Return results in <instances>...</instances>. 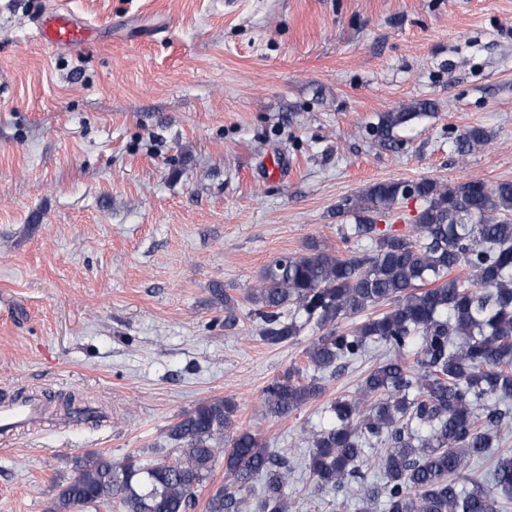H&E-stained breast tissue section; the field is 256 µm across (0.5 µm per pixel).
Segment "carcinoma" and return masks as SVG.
<instances>
[{
    "label": "carcinoma",
    "instance_id": "carcinoma-1",
    "mask_svg": "<svg viewBox=\"0 0 512 512\" xmlns=\"http://www.w3.org/2000/svg\"><path fill=\"white\" fill-rule=\"evenodd\" d=\"M433 107L417 100L383 112L373 135L398 149L396 131ZM489 141L485 129L473 127L456 139L458 154ZM405 191L404 181L377 183L354 203L366 217L344 239H369L370 252L341 257L311 246L282 256L263 268L248 299L270 344L288 342L308 326L323 331L307 351L316 371L357 360L371 342L389 352L356 396L331 405L335 425L308 435L305 471L318 487L339 492L363 480L361 512L379 506L383 512H498V495L512 497V457L497 458L487 473L468 469L503 441L512 417V181L414 182L421 209L408 234L380 233L371 214L391 210ZM459 268L468 276L448 278ZM379 305L386 310L339 330L342 320ZM287 307L294 309L288 317ZM321 392L316 378L289 370L265 387L262 404L269 415L285 418ZM237 409L231 399L214 398L182 414L169 429L178 445L171 461L114 463L86 454L49 512L112 502L121 512H194ZM375 444L384 445L378 457L366 452ZM365 467L382 472L384 482H366ZM224 471L231 486L209 496L206 512H243L240 493L258 478L265 488L253 512H299L288 497L292 469L256 434L231 437ZM463 473L468 490L459 487Z\"/></svg>",
    "mask_w": 512,
    "mask_h": 512
}]
</instances>
